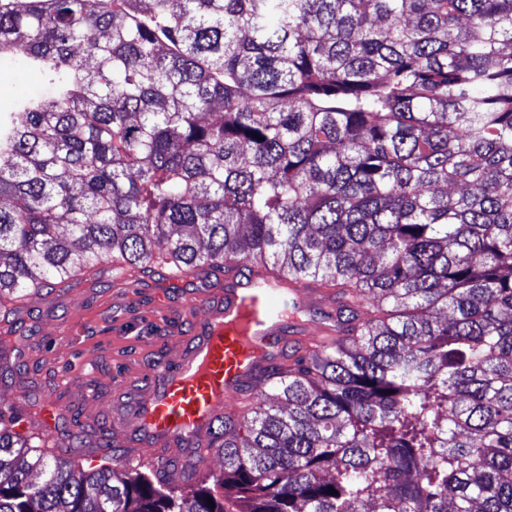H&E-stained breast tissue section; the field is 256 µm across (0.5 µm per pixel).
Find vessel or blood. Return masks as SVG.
I'll use <instances>...</instances> for the list:
<instances>
[{
    "label": "vessel or blood",
    "instance_id": "b4317fda",
    "mask_svg": "<svg viewBox=\"0 0 512 512\" xmlns=\"http://www.w3.org/2000/svg\"><path fill=\"white\" fill-rule=\"evenodd\" d=\"M273 293L296 295L305 308L326 313V322L285 324L266 308ZM198 306L206 314L195 322V346L179 362L158 367L149 394L134 401L138 458L162 457L182 440L202 443L228 403L256 388L288 338L313 349L343 333L333 317L336 305L324 291L285 279L232 272L223 292L197 296L182 316L191 317Z\"/></svg>",
    "mask_w": 512,
    "mask_h": 512
}]
</instances>
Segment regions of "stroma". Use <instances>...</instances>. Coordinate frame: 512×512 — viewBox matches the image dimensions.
<instances>
[{
  "label": "stroma",
  "instance_id": "35a3bbf8",
  "mask_svg": "<svg viewBox=\"0 0 512 512\" xmlns=\"http://www.w3.org/2000/svg\"><path fill=\"white\" fill-rule=\"evenodd\" d=\"M46 91L40 73L27 69L18 55L0 57V112L22 96ZM220 272L192 274L179 284L154 271L135 282L113 279L111 268L94 277H77L30 296L17 311L26 356L0 361V412L21 435L34 437V414L46 395L66 413L49 420L48 457L75 460L87 472L108 466L126 470L124 423L129 414L124 384L145 387L154 365L181 360L196 342L192 323L172 320L155 307L157 295L172 305L190 301L198 290L220 289ZM80 376L81 388H67ZM198 474H217L223 461L211 453L167 462L163 481L182 491L197 487Z\"/></svg>",
  "mask_w": 512,
  "mask_h": 512
}]
</instances>
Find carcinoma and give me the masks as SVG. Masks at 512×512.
<instances>
[{"label":"carcinoma","mask_w":512,"mask_h":512,"mask_svg":"<svg viewBox=\"0 0 512 512\" xmlns=\"http://www.w3.org/2000/svg\"><path fill=\"white\" fill-rule=\"evenodd\" d=\"M13 53L49 95L0 112L1 321L103 264H241L345 337L187 494L1 428L0 512H512V0H0Z\"/></svg>","instance_id":"1"}]
</instances>
